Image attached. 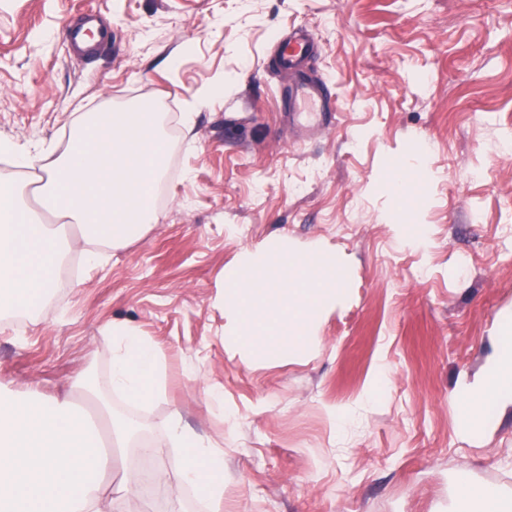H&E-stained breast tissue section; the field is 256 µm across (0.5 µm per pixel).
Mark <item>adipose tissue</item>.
I'll use <instances>...</instances> for the list:
<instances>
[{"label":"adipose tissue","instance_id":"1","mask_svg":"<svg viewBox=\"0 0 512 512\" xmlns=\"http://www.w3.org/2000/svg\"><path fill=\"white\" fill-rule=\"evenodd\" d=\"M0 154L15 167L41 161L35 190L0 176V326L48 303L52 284L73 251L86 268L101 264L106 250L143 238L154 226L155 191L166 173L168 140L156 105L76 113L63 150L38 154L0 140ZM67 219L68 228L44 223L43 213ZM110 395L142 406L159 395V348L136 329L111 328ZM512 402V316L498 338V354L472 391L466 426L476 429L493 406ZM114 447L136 443L142 457L158 446L175 450L179 483L209 507L224 499V450L190 430L178 414L167 419L164 443L136 440V423L110 418ZM112 456L101 447L95 424L71 401L15 396L0 387V512H127L141 500L142 483L131 472L111 480Z\"/></svg>","mask_w":512,"mask_h":512}]
</instances>
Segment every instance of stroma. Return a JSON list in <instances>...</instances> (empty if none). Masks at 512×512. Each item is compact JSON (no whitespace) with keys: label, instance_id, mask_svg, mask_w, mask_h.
<instances>
[{"label":"stroma","instance_id":"obj_1","mask_svg":"<svg viewBox=\"0 0 512 512\" xmlns=\"http://www.w3.org/2000/svg\"><path fill=\"white\" fill-rule=\"evenodd\" d=\"M87 8L112 38L82 61L66 32ZM299 27L327 134L296 133L293 76L270 56ZM132 102L195 110L157 223L93 270L65 268L36 320L0 332V383L107 392L122 323L161 350L162 393L113 398L114 416L159 441L176 410L222 446L218 512H459L461 475L512 500V404L461 424L512 315V0H0V139L61 149L76 107ZM410 152L423 171L397 204L381 180ZM278 240L344 259L347 297L308 356L247 366L224 345V273Z\"/></svg>","mask_w":512,"mask_h":512}]
</instances>
